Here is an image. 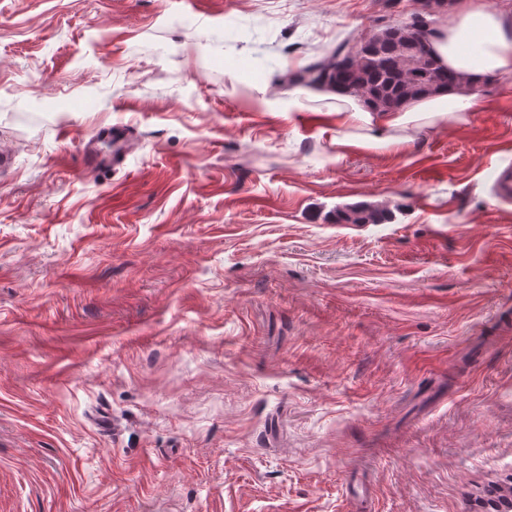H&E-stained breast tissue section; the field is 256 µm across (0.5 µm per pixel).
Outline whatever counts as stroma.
I'll return each mask as SVG.
<instances>
[{
    "mask_svg": "<svg viewBox=\"0 0 512 512\" xmlns=\"http://www.w3.org/2000/svg\"><path fill=\"white\" fill-rule=\"evenodd\" d=\"M416 0H0V512H481L512 488V75L368 146L293 75ZM122 124V164L83 144ZM367 203L387 224H340Z\"/></svg>",
    "mask_w": 512,
    "mask_h": 512,
    "instance_id": "35a3bbf8",
    "label": "stroma"
}]
</instances>
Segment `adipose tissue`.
<instances>
[{
  "mask_svg": "<svg viewBox=\"0 0 512 512\" xmlns=\"http://www.w3.org/2000/svg\"><path fill=\"white\" fill-rule=\"evenodd\" d=\"M427 46L439 64L460 77V87L413 99L397 111H376L339 89L303 85L289 91L288 109L301 112L326 103L337 126L358 129L363 142L381 146L405 143L402 131L410 122L464 119L480 104L476 88L489 77L512 75V12L489 8L484 0H458Z\"/></svg>",
  "mask_w": 512,
  "mask_h": 512,
  "instance_id": "ef3b65f1",
  "label": "adipose tissue"
}]
</instances>
